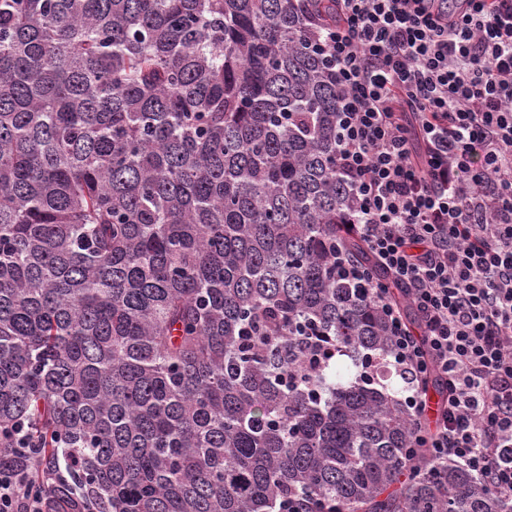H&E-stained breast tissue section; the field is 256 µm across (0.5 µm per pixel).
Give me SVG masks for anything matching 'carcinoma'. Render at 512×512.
I'll list each match as a JSON object with an SVG mask.
<instances>
[{
  "label": "carcinoma",
  "instance_id": "obj_1",
  "mask_svg": "<svg viewBox=\"0 0 512 512\" xmlns=\"http://www.w3.org/2000/svg\"><path fill=\"white\" fill-rule=\"evenodd\" d=\"M336 0H0V468L55 512H512L408 463L346 225ZM337 345L305 365L294 330ZM336 508V509H335ZM330 510H338L336 504H318L316 508H307V499L303 496H288L279 503L277 512H330Z\"/></svg>",
  "mask_w": 512,
  "mask_h": 512
}]
</instances>
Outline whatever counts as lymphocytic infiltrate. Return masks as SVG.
Wrapping results in <instances>:
<instances>
[{"label":"lymphocytic infiltrate","instance_id":"1","mask_svg":"<svg viewBox=\"0 0 512 512\" xmlns=\"http://www.w3.org/2000/svg\"><path fill=\"white\" fill-rule=\"evenodd\" d=\"M336 80L337 168L348 230L403 288L411 327L368 269L345 280L383 314L397 366L445 390L429 458L512 498V0H336L317 40ZM0 471V512H44Z\"/></svg>","mask_w":512,"mask_h":512}]
</instances>
